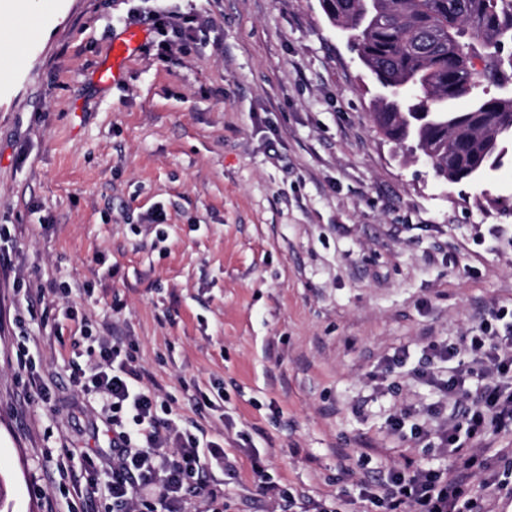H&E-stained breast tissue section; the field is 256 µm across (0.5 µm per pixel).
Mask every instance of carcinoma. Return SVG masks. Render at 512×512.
<instances>
[{
    "label": "carcinoma",
    "mask_w": 512,
    "mask_h": 512,
    "mask_svg": "<svg viewBox=\"0 0 512 512\" xmlns=\"http://www.w3.org/2000/svg\"><path fill=\"white\" fill-rule=\"evenodd\" d=\"M354 25V47L382 91L373 121L429 151L435 172L479 181L512 142V0H376L384 22L356 25L363 0H321ZM468 108L458 111L456 101Z\"/></svg>",
    "instance_id": "carcinoma-1"
}]
</instances>
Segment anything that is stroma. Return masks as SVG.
Returning <instances> with one entry per match:
<instances>
[{
	"instance_id": "1",
	"label": "stroma",
	"mask_w": 512,
	"mask_h": 512,
	"mask_svg": "<svg viewBox=\"0 0 512 512\" xmlns=\"http://www.w3.org/2000/svg\"><path fill=\"white\" fill-rule=\"evenodd\" d=\"M28 5L27 66L0 51V512H112L56 468L107 478L102 401L68 365L99 334L234 460L224 512H368L391 470L446 467L415 436L447 417L417 372L429 341L460 346L512 306V165L451 183L381 135L374 79L320 0ZM157 7L207 19L197 44L98 83ZM141 33L127 30L112 43V64L97 71V80L103 85H111L121 78L122 66L136 54L142 46Z\"/></svg>"
}]
</instances>
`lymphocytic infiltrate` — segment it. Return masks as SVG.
<instances>
[{"label":"lymphocytic infiltrate","mask_w":512,"mask_h":512,"mask_svg":"<svg viewBox=\"0 0 512 512\" xmlns=\"http://www.w3.org/2000/svg\"><path fill=\"white\" fill-rule=\"evenodd\" d=\"M156 38L151 46L160 60H173L196 41L202 28L197 15L168 10L151 16ZM481 333L464 337L461 349L437 342L427 345L429 364L453 363L467 352L472 364L454 366L443 384L454 412L438 435L417 429L425 447H438L450 459L441 470L394 473L370 500L383 512H462L470 505V490L483 472V453L463 455L462 439L482 445L491 432L512 430V311L491 313ZM502 329H495V322ZM71 377L82 391L99 395L112 427V471L107 486L95 478H73L75 491L86 500L100 491L112 497V512H187L191 498L203 495L216 504L224 498L218 472H230L233 462L223 448L201 441L180 427L160 394L144 384L120 338L101 337L99 356L88 366L73 365Z\"/></svg>","instance_id":"obj_1"}]
</instances>
